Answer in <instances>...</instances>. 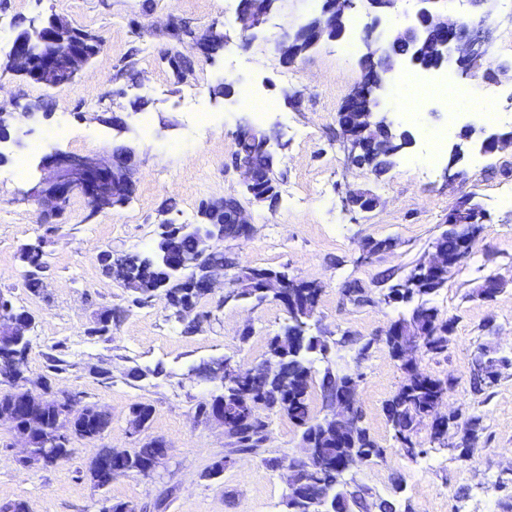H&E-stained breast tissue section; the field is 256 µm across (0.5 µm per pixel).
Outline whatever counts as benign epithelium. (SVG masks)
<instances>
[{"instance_id":"7a95c632","label":"benign epithelium","mask_w":512,"mask_h":512,"mask_svg":"<svg viewBox=\"0 0 512 512\" xmlns=\"http://www.w3.org/2000/svg\"><path fill=\"white\" fill-rule=\"evenodd\" d=\"M279 0H239L237 23L242 41L246 44L258 37L267 17L277 8ZM400 0H323L320 11L307 18L295 28L284 32L275 43V50L283 61L292 64L302 54L304 43L314 47L325 41H338L347 33V23L358 6L365 7L373 14L372 24L366 28L363 38L364 53L359 65L361 80L359 92L350 98L339 123L348 155L372 157L382 149L380 137L373 134L377 127L393 125L388 113L377 110L374 92L383 88L391 74L407 62L410 53L416 48L428 49L432 53L447 52L448 65L456 67L464 76H478L487 84H498L504 79L512 81V64L487 61L491 44L488 26L489 12L482 6L490 0H467L470 9L454 19L448 17L441 2L443 0H416V10L407 24L399 22L398 4ZM71 25L57 18L48 23L30 21L29 28L17 33L12 41L7 58L13 70L27 80L47 88L58 89L69 84L90 60L85 45L64 32ZM237 138H251L261 143L262 149L273 155V137L250 127L237 132ZM512 148V137L488 132L481 142V150L493 154ZM135 154L127 147L113 150L111 158L81 156L63 152H53L43 157L42 164L52 171V175L41 181L31 191L38 205L40 220L46 221L59 213L71 195H83L92 211H103V205L130 194L135 186ZM233 167L240 173L242 184L251 188L258 176L256 166L250 160L237 159ZM448 227H465L468 235L464 238L463 250L471 249L481 232L480 222L468 217L467 206L452 209ZM221 224H235L237 236L248 237L253 233L247 210L239 204L230 216L219 220ZM184 231L191 234L194 250L177 252L166 258L169 268L177 274L189 275V282L210 294L217 286L225 288L232 283V267L217 248L224 233L215 224H189ZM203 268L202 280H196V272ZM29 329L27 319L14 312L0 314V334L9 331L15 336H26ZM272 365L261 362L247 370L235 369L228 360L211 363L209 378L227 382L252 381L268 374ZM26 386L15 389L19 393L13 407L0 413V422L11 427L18 426L21 419L28 423L16 431L21 446L14 462L22 467H31L29 456L32 442L45 438L40 423L34 418V399L40 385L24 379ZM54 399L62 413L53 426L57 443L69 445L73 416L84 411L79 406L77 395L59 392ZM212 407L207 419L224 428V434L236 437L237 425L224 415V401L221 395L211 398ZM326 415L332 431L339 438L345 437L355 423L354 410L359 407L358 384L350 380L347 392L341 397H331L325 402ZM117 449L99 450L95 457L99 461L98 482L105 488L115 475L113 463H121L116 456ZM315 449L303 446L302 454L293 458V463L285 468L287 483L294 484L300 475L308 472L314 459Z\"/></svg>"}]
</instances>
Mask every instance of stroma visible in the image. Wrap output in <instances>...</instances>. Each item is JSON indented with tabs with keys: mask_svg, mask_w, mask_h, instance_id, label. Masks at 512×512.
<instances>
[{
	"mask_svg": "<svg viewBox=\"0 0 512 512\" xmlns=\"http://www.w3.org/2000/svg\"><path fill=\"white\" fill-rule=\"evenodd\" d=\"M238 0H0V57L14 34L31 20L58 16L72 27L102 36L92 62L58 90L0 73V112L13 116L19 142L0 161V296L30 315L28 366L46 377L52 391L81 395L83 404L108 409L112 423L102 448H136L145 438L171 445L151 475L135 472L108 488L92 481L87 462L92 445L72 439L68 462L23 469L12 456L17 440L0 426V506L26 501L29 512H102L112 501L135 504L138 512H288L289 489L270 460L299 456L301 428L287 416L268 417L269 439L251 454L231 451L222 426L198 415L197 406L221 393L220 382L202 379L193 367L232 359L248 368L265 358L269 340L283 333L289 315L278 302H223L222 291L200 299L196 330L160 302L134 303L105 272L98 255L149 251L163 223H200L202 202L239 193L240 176L228 170L240 126L278 135L274 173L279 196L273 205H249L252 238L225 240L227 256L242 266L272 267L318 282L317 330L329 350L316 360V375L332 370L358 377L363 423L384 461L353 472L355 483L393 501L398 512H502L512 490L502 488L512 472V149L482 154L465 128L485 127V99L512 114V82L486 85L463 80L454 68L436 70L449 84L468 83L469 96L455 100L419 96L413 84L390 83L378 91L381 111L411 131L414 143L383 174L353 166L336 138L337 114L361 78L359 57L366 23L339 41L319 45L295 63L273 48L289 27L318 10L319 0H281L260 36L243 44ZM227 43L206 56L196 40L206 32ZM232 82L231 96L216 93ZM207 116L198 131L191 115ZM463 159L450 165L453 145ZM136 151L139 173L130 200L92 213L74 195L62 217L46 224L30 192L44 175L41 161L53 151L111 155L115 147ZM370 191L379 200L371 212L345 206L347 189ZM482 207L483 229L470 257L448 274V284L429 303L456 320L444 356L426 360L429 371L458 381L444 412L478 415L484 429L473 458L460 464L456 429L448 446L418 439L423 453H395L385 403L403 374L380 339L408 312L381 300L380 280L402 277L431 250L448 227V212L462 197ZM393 238L394 250L368 255L367 239ZM26 244L40 245L47 269L43 287L24 282ZM498 278L504 287L493 301L476 291ZM364 288L367 302H350L346 290ZM111 312L112 328L94 336L100 314ZM248 340H241L243 327ZM375 345L359 359L367 340ZM493 360L498 377L484 392L470 387L478 353ZM153 409L145 433L130 426V407ZM231 457L217 476L215 462ZM402 476L395 484L394 476Z\"/></svg>",
	"mask_w": 512,
	"mask_h": 512,
	"instance_id": "obj_1",
	"label": "stroma"
}]
</instances>
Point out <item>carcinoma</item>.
I'll return each mask as SVG.
<instances>
[{
	"mask_svg": "<svg viewBox=\"0 0 512 512\" xmlns=\"http://www.w3.org/2000/svg\"><path fill=\"white\" fill-rule=\"evenodd\" d=\"M387 138L384 151L373 161V169L377 172L387 171L393 158L410 144V133L394 126L383 132ZM233 156L248 159L265 170L262 181L252 188L253 195H268L275 199L278 196V181L273 172L274 158L266 155L260 144L254 141H239ZM188 249L191 239L186 234L178 233V229L164 230L157 240L154 250L149 255H132L127 257L125 279L127 291L135 300L153 301L158 299L164 307L178 309L183 304L195 303L201 296L188 288L185 283L171 286L167 281L171 271L163 261V251L167 246ZM432 247L440 248L448 253V267L438 271L428 269L421 260L417 261L409 272L394 283L391 277L382 278L386 284L383 300L387 303L415 302L409 316L395 320V324L407 331L411 325L416 331V339L424 356L442 354L452 340L454 321L443 319L439 310L427 305L424 297L439 293L448 283V273L461 262L462 244L460 237L443 231L434 239ZM24 258L28 268L25 281L28 289L34 293L42 287V273L47 268L41 249L27 247ZM286 276V273L265 267H245L238 270L237 282L224 293V301L258 302L267 300L260 292L261 285L267 277ZM291 293L295 301L288 303L287 309L291 321L296 323L314 314L322 292L321 286L314 281L288 278ZM298 334L293 328L282 335L273 337L268 344L267 360L275 362L280 357L288 356V380L284 381L274 375L263 377L255 383H247L239 388L229 387L224 390V413L234 421L248 419L240 428L236 438L238 451L251 452L259 447L261 431L268 427L262 419L261 412L275 411L283 413L297 426L303 428L302 440L317 449V460L307 472V490L303 499L294 495L288 497L290 512H322L329 507V496L341 489L345 491L350 508L365 509L367 498L373 496L371 488L356 484L350 485L347 475L355 469L370 464L375 460L386 458V449L379 446L369 429L362 425V410L356 411L357 425L348 440L343 441L327 434L323 427L324 419L312 417L310 410V389L313 376V357L327 351L325 340L318 336H309L305 345L297 348L288 342V337ZM409 336H387L382 343L393 360H398L401 346L413 339ZM30 343L14 336L0 335V385H12L16 376L28 371L27 355ZM404 378L401 386L386 404L387 421L394 431L400 454L413 458L423 452L421 443L414 440L417 426L430 416L434 406L455 387L452 378L440 379L432 376L420 363L400 366ZM497 372L485 363L473 366L471 387L474 392L481 393L496 380ZM346 375L325 370L321 379L323 395H334L345 388ZM453 423L461 433V442L457 447L462 449L458 460L467 463L470 455L467 448L484 430L482 418L476 415L464 420L450 412L446 420L439 421L431 428L430 441L440 440V435ZM162 449L152 442L141 444L140 447L126 452L124 466L128 472H137L140 467L156 458Z\"/></svg>",
	"mask_w": 512,
	"mask_h": 512,
	"instance_id": "obj_1",
	"label": "carcinoma"
}]
</instances>
